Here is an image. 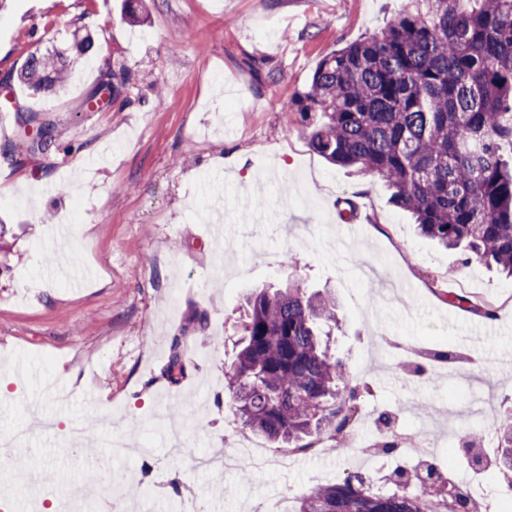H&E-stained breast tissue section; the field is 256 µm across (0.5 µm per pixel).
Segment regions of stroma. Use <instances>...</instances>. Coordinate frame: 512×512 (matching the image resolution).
<instances>
[{"label": "stroma", "mask_w": 512, "mask_h": 512, "mask_svg": "<svg viewBox=\"0 0 512 512\" xmlns=\"http://www.w3.org/2000/svg\"><path fill=\"white\" fill-rule=\"evenodd\" d=\"M401 0H144L126 20L124 0H9L0 11V76L28 54L66 50L65 88L22 91L23 109L55 124L57 148L26 154L0 126V435L26 426L32 410L65 428L35 434V458L12 457L29 479L6 498L34 512L46 487L76 484L84 512H105L96 472L129 473L125 500L150 497L154 512H241L243 505L332 483L351 455H299L288 472L238 469L214 496L212 473L168 457L153 419L174 336L192 363L176 387L187 447L223 448L228 429L224 372L244 296L300 277L336 296L331 343L352 377L370 383L362 411H386L438 444L435 461L470 472L449 446L488 404L512 406V281L418 236L381 180L313 152L292 97L331 51L380 32ZM94 48L80 54L75 32ZM126 83L100 106L84 103L110 73ZM233 251L201 219L215 200ZM359 213L343 222L338 206ZM71 223L69 239L50 224ZM67 247L90 272L72 288L51 270ZM493 302V320L449 306L442 292ZM207 317L204 337L189 318ZM456 347L474 357L450 377L437 369L407 379L406 348ZM95 429L92 455L66 432Z\"/></svg>", "instance_id": "stroma-1"}]
</instances>
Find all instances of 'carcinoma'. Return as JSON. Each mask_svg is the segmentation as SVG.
<instances>
[{
    "mask_svg": "<svg viewBox=\"0 0 512 512\" xmlns=\"http://www.w3.org/2000/svg\"><path fill=\"white\" fill-rule=\"evenodd\" d=\"M64 52H34L19 81L33 94L64 87ZM309 147L333 165L380 178L418 233L512 278V0H404L397 20L377 35L335 50L292 98ZM17 126L32 155L57 148L55 126L20 112ZM448 304L485 318L498 309L465 295ZM244 336L226 372L233 421L281 448L305 452L328 440L341 446L367 382L352 383L326 337L336 300L303 280L246 298ZM451 366L456 349H434ZM185 370L172 340L162 374ZM496 462L512 494V412L494 428ZM434 480L382 489L367 475L314 485L295 512H461L466 496L439 494Z\"/></svg>",
    "mask_w": 512,
    "mask_h": 512,
    "instance_id": "carcinoma-1",
    "label": "carcinoma"
}]
</instances>
